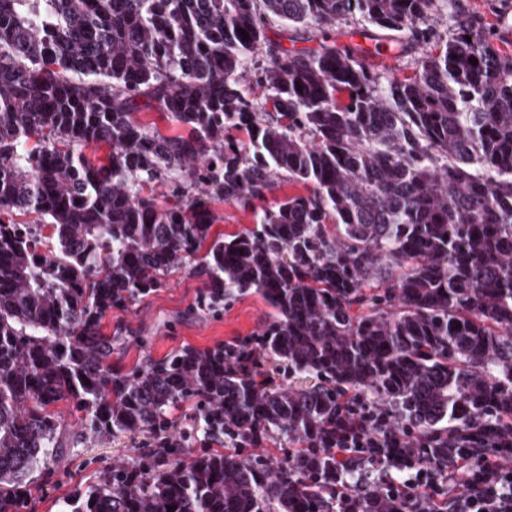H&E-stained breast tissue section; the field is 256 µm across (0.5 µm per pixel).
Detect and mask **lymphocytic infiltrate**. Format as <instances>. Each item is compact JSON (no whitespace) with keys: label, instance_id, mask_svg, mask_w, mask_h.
<instances>
[{"label":"lymphocytic infiltrate","instance_id":"1","mask_svg":"<svg viewBox=\"0 0 512 512\" xmlns=\"http://www.w3.org/2000/svg\"><path fill=\"white\" fill-rule=\"evenodd\" d=\"M383 490L411 512H512V448H452L447 470L409 465Z\"/></svg>","mask_w":512,"mask_h":512}]
</instances>
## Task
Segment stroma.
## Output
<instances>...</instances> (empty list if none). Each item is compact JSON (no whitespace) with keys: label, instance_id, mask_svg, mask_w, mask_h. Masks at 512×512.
I'll return each mask as SVG.
<instances>
[{"label":"stroma","instance_id":"stroma-1","mask_svg":"<svg viewBox=\"0 0 512 512\" xmlns=\"http://www.w3.org/2000/svg\"><path fill=\"white\" fill-rule=\"evenodd\" d=\"M331 35L339 43L361 45L369 62L402 76L413 72L406 61L395 58L387 40L366 39L344 25L333 28ZM206 282V275L194 260L169 275L164 288L136 305L107 313L101 321L102 332L123 339L122 346L112 354L113 365L130 368L149 360H162L186 346L204 349L261 333L272 310L258 293L250 291L239 296L225 306L223 313L213 316L200 311L196 304ZM54 409L66 437L64 456L57 467L36 476L31 485L29 512H60L63 500L76 487L91 481L90 459L122 463L147 443L144 437L127 435L79 439L80 413L63 401Z\"/></svg>","mask_w":512,"mask_h":512}]
</instances>
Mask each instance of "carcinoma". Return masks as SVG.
<instances>
[{
  "label": "carcinoma",
  "mask_w": 512,
  "mask_h": 512,
  "mask_svg": "<svg viewBox=\"0 0 512 512\" xmlns=\"http://www.w3.org/2000/svg\"><path fill=\"white\" fill-rule=\"evenodd\" d=\"M271 17L290 41L322 40L274 43ZM342 23L425 53L399 78L324 36ZM101 144L96 164L84 149ZM280 178L306 193L211 237L214 202L252 208ZM158 181L176 205L140 194ZM14 212L44 223L0 221V512H28L57 464L60 401L114 437L192 411L187 456L162 443L105 467L63 512H338L336 484L365 475L332 451L358 411L391 470L512 439V52L460 0H0V213ZM203 247L198 309L260 294L264 355L309 384L257 380L246 341L112 367L104 315ZM283 438L294 453L273 469ZM262 439L266 456L247 453Z\"/></svg>",
  "instance_id": "1"
}]
</instances>
